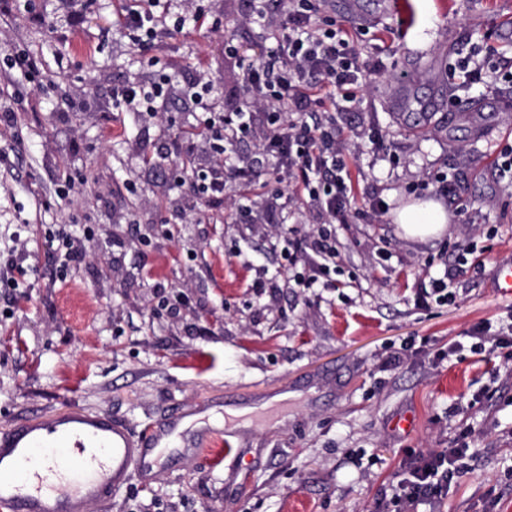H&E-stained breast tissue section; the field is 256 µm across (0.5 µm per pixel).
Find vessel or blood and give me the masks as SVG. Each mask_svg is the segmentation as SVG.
Returning a JSON list of instances; mask_svg holds the SVG:
<instances>
[{
	"mask_svg": "<svg viewBox=\"0 0 512 512\" xmlns=\"http://www.w3.org/2000/svg\"><path fill=\"white\" fill-rule=\"evenodd\" d=\"M204 428L166 420L134 436L105 413L73 410L0 433V512H91L133 475L152 477L155 449L196 451Z\"/></svg>",
	"mask_w": 512,
	"mask_h": 512,
	"instance_id": "obj_1",
	"label": "vessel or blood"
}]
</instances>
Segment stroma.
Wrapping results in <instances>:
<instances>
[{
	"label": "stroma",
	"mask_w": 512,
	"mask_h": 512,
	"mask_svg": "<svg viewBox=\"0 0 512 512\" xmlns=\"http://www.w3.org/2000/svg\"><path fill=\"white\" fill-rule=\"evenodd\" d=\"M203 18L175 26L180 0H0V60L41 58L38 75L0 88L14 106L0 125V429L66 408L105 411L133 433L208 409L233 436L179 458L164 454L149 482L133 478L93 512H383L411 457L469 443L474 457L443 512H512V358L471 331L512 322V295L494 286L512 260V185L497 172L512 148V91L466 80L477 51L512 57V0H327L325 11L380 66L360 102L339 114L344 137L372 136L348 161L346 223L336 270L310 288L277 236L317 229L299 201L269 236L237 207L260 211L277 190L274 158L257 189L228 180L224 202L173 212L181 196L176 142L196 108L183 92L199 71L215 110L234 111L247 68L276 45L267 24L237 25L274 0H196ZM153 9L158 38L141 54L122 26ZM224 21L223 34L209 22ZM166 74L172 95L157 117L112 107V90ZM461 99L449 112V98ZM456 194L440 193L438 173ZM79 193L59 199L65 179ZM384 200L382 217L367 214ZM440 203L444 231L407 239L396 211ZM81 241L61 262L48 242ZM455 269L451 302L416 305L429 280ZM275 295L256 294L262 272ZM399 365H389L394 353ZM255 407L249 426L230 410Z\"/></svg>",
	"instance_id": "1"
}]
</instances>
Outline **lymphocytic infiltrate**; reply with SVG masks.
Listing matches in <instances>:
<instances>
[{
    "label": "lymphocytic infiltrate",
    "instance_id": "f902f5d3",
    "mask_svg": "<svg viewBox=\"0 0 512 512\" xmlns=\"http://www.w3.org/2000/svg\"><path fill=\"white\" fill-rule=\"evenodd\" d=\"M322 3L279 0V12L270 19L279 30L277 48L249 67L248 93L235 112L213 111L206 78L190 88L203 135L201 143L177 147L197 159L187 178L189 207L223 200L230 175L224 168V146L255 132L259 153L275 158L293 198L308 200L322 223L345 220L351 195L348 146L336 129V115L356 105L364 67L348 33L322 16ZM170 82L161 75L116 86L112 105L157 116ZM337 255L331 236L317 230L296 243L293 260L314 258L316 273L323 274ZM468 450L463 444L411 462L390 497L392 512H441L461 473L458 459Z\"/></svg>",
    "mask_w": 512,
    "mask_h": 512
}]
</instances>
